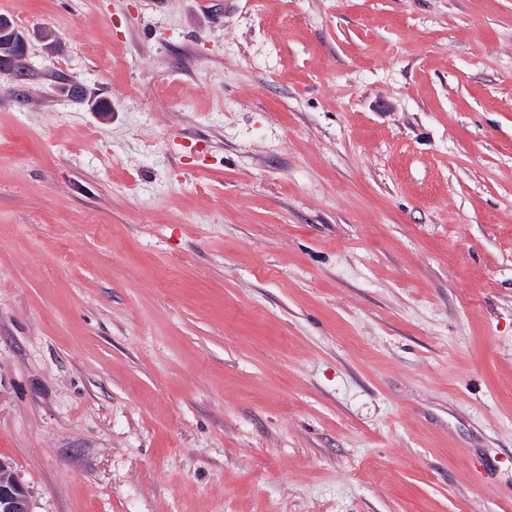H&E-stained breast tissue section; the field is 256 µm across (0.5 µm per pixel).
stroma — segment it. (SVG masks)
Here are the masks:
<instances>
[{
  "instance_id": "obj_1",
  "label": "stroma",
  "mask_w": 512,
  "mask_h": 512,
  "mask_svg": "<svg viewBox=\"0 0 512 512\" xmlns=\"http://www.w3.org/2000/svg\"><path fill=\"white\" fill-rule=\"evenodd\" d=\"M1 15L32 512H512V0Z\"/></svg>"
}]
</instances>
